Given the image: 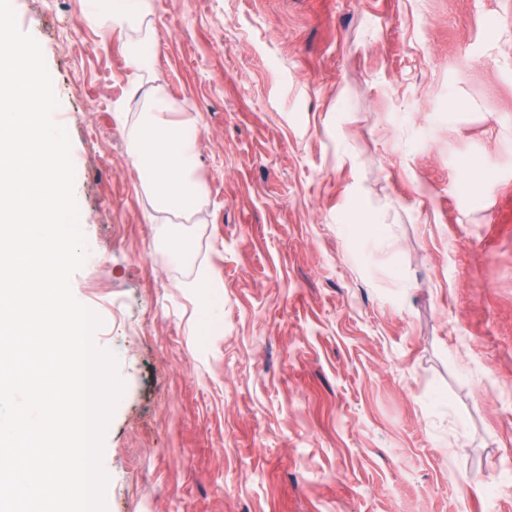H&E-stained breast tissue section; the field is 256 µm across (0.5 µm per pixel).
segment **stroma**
<instances>
[{"label": "stroma", "mask_w": 512, "mask_h": 512, "mask_svg": "<svg viewBox=\"0 0 512 512\" xmlns=\"http://www.w3.org/2000/svg\"><path fill=\"white\" fill-rule=\"evenodd\" d=\"M12 4L124 383L106 512H512V0ZM135 79L200 130L190 217L138 178ZM90 16L105 30L135 28L145 14V0H88Z\"/></svg>", "instance_id": "stroma-1"}]
</instances>
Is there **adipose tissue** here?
<instances>
[{
	"label": "adipose tissue",
	"mask_w": 512,
	"mask_h": 512,
	"mask_svg": "<svg viewBox=\"0 0 512 512\" xmlns=\"http://www.w3.org/2000/svg\"><path fill=\"white\" fill-rule=\"evenodd\" d=\"M90 16L105 30L122 31L138 26L145 14V0H88ZM143 99L132 138L131 156L143 185L158 211L192 215L204 201L198 176L195 124L175 119L174 109L162 88L131 87Z\"/></svg>",
	"instance_id": "1"
}]
</instances>
